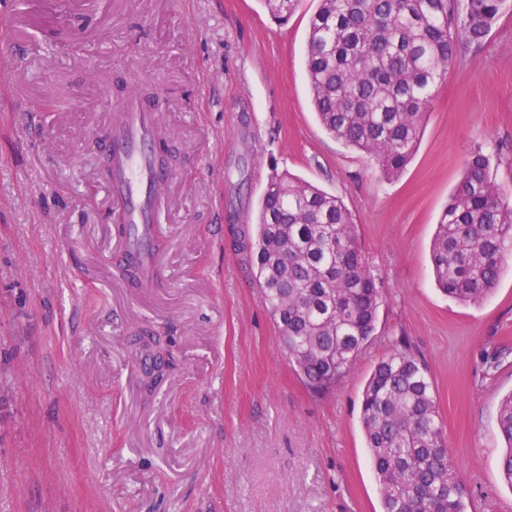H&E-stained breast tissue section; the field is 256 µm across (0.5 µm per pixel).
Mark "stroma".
Returning a JSON list of instances; mask_svg holds the SVG:
<instances>
[{"label": "stroma", "mask_w": 512, "mask_h": 512, "mask_svg": "<svg viewBox=\"0 0 512 512\" xmlns=\"http://www.w3.org/2000/svg\"><path fill=\"white\" fill-rule=\"evenodd\" d=\"M315 7L281 25L260 0H0V28L27 23L23 45L0 44L18 68L0 90V512H382L361 400L392 336L427 367L467 512H512V257L477 305L440 292L431 264L472 152L512 194V7L438 82L391 180L313 111ZM133 88L173 175L140 286L94 165L97 125ZM273 168L343 200L383 283L372 340L323 394L235 249ZM498 428L505 442L500 458V469L504 480L512 487V395L501 403Z\"/></svg>", "instance_id": "obj_1"}]
</instances>
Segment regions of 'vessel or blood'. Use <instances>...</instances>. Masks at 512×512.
<instances>
[{
    "instance_id": "1",
    "label": "vessel or blood",
    "mask_w": 512,
    "mask_h": 512,
    "mask_svg": "<svg viewBox=\"0 0 512 512\" xmlns=\"http://www.w3.org/2000/svg\"><path fill=\"white\" fill-rule=\"evenodd\" d=\"M161 132L157 113L134 91L102 131L109 157L104 189L111 206L122 211L126 224L121 242L149 267L157 263L151 244L161 233L160 212L170 178L156 153Z\"/></svg>"
}]
</instances>
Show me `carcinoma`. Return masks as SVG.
Listing matches in <instances>:
<instances>
[{"mask_svg":"<svg viewBox=\"0 0 512 512\" xmlns=\"http://www.w3.org/2000/svg\"><path fill=\"white\" fill-rule=\"evenodd\" d=\"M285 22L301 0H260ZM506 0H317L309 20L307 73L324 129L372 155L388 178L411 161L437 81L465 47L479 48ZM256 235L238 249L256 269L288 363L316 394L350 370L374 335L379 279L354 234L343 200L271 169ZM512 253V202L489 175L481 150L437 223L436 284L479 303ZM361 423L382 512H467L424 364L403 339L379 361L363 392ZM500 458L512 487V395L500 407Z\"/></svg>","mask_w":512,"mask_h":512,"instance_id":"carcinoma-1","label":"carcinoma"}]
</instances>
